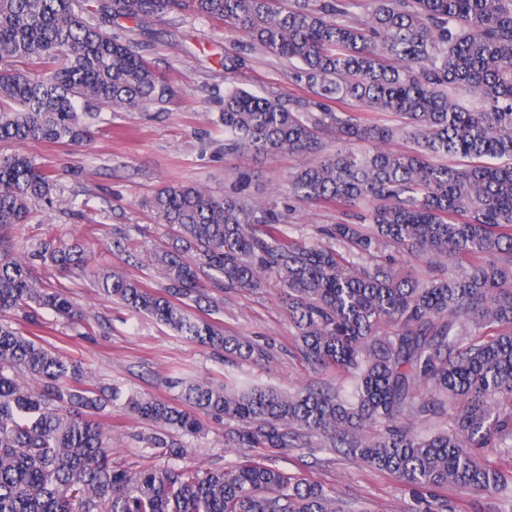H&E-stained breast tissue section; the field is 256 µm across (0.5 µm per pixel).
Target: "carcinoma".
<instances>
[{
	"instance_id": "carcinoma-1",
	"label": "carcinoma",
	"mask_w": 512,
	"mask_h": 512,
	"mask_svg": "<svg viewBox=\"0 0 512 512\" xmlns=\"http://www.w3.org/2000/svg\"><path fill=\"white\" fill-rule=\"evenodd\" d=\"M352 6L97 0L93 22L83 0H0L1 143H78L103 108L166 102L171 87L106 26L191 9L239 34L241 54L288 61L296 85L314 95L285 104L227 89L217 116L224 148L317 153L321 135L334 132L336 153L291 174L289 197L357 208L299 243L291 208L274 200L165 186L151 207L176 229L172 243L141 252L122 235L113 241L125 263L161 270L158 293L91 265L79 243L46 237L16 257L15 234L32 203L51 200L56 179L22 154L1 155L0 318L21 310L38 327L49 309L74 329L89 327L87 311L34 275L35 264H49L203 347L258 361L268 349L224 334L190 304L209 285L254 290L269 275L285 292L302 359L350 375L354 390L346 399L331 387L234 391L191 381L185 408L131 396L126 410L155 427L137 441L164 459L134 468L112 457V430L99 421L120 391L95 384L38 334L0 321V512H345L335 488L263 458L231 469L179 464L185 448L167 430L198 436L203 415L235 423L226 441L241 451L310 448L318 438L397 475L421 512H448L427 499L439 487L495 493L512 482L482 456L495 447L512 461V0H374L365 20ZM351 102L400 116L416 149L354 150L398 130L359 121ZM439 156L473 162L458 168ZM389 247L468 264L420 281L390 258L359 263ZM438 412L448 413V428L424 435L409 425Z\"/></svg>"
}]
</instances>
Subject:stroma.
Instances as JSON below:
<instances>
[{"label": "stroma", "instance_id": "obj_1", "mask_svg": "<svg viewBox=\"0 0 512 512\" xmlns=\"http://www.w3.org/2000/svg\"><path fill=\"white\" fill-rule=\"evenodd\" d=\"M111 30L138 46L173 95L166 103L141 111L103 109L92 127L91 140L81 144L0 143V155L23 151L37 166L59 176L52 203L33 204L27 223L14 239L16 253H23L49 232L60 241L82 240L97 263L117 266L121 259L110 248L116 227L132 243L167 245L174 232L149 205L165 185L191 184L221 197L244 173L252 198L287 197L289 174L310 163L311 155L230 152L224 148L223 128L215 123L228 86L224 60L241 55L239 36L225 31L222 22L189 13L144 25L119 19ZM244 58L241 88L259 96L272 94L284 102L307 97V90L293 81L288 62L261 53ZM341 218L339 210L323 203H295L293 235L310 240L318 227ZM36 274L93 315L90 328L81 334L51 312H43L44 338L100 385L117 388L122 395L175 402L182 378L288 390L308 384H330L346 392L352 387L349 376L313 371L300 358L275 280L256 291L212 289L214 305L197 310L225 333L270 343L272 358L254 362L215 355L104 296L87 279L62 277L42 265ZM111 424L116 455L133 466L147 464L148 455L138 438L151 433V425L127 415L119 404L112 409ZM202 424L203 437L181 439L189 450L185 464L238 465L241 452L224 445L228 424L209 416L203 417ZM272 463L299 478L335 487L345 505L364 512H410L414 506L396 475L361 466L333 448H294L274 454ZM435 497L456 512H512V504L500 495L472 494L451 486L436 490Z\"/></svg>", "mask_w": 512, "mask_h": 512}]
</instances>
